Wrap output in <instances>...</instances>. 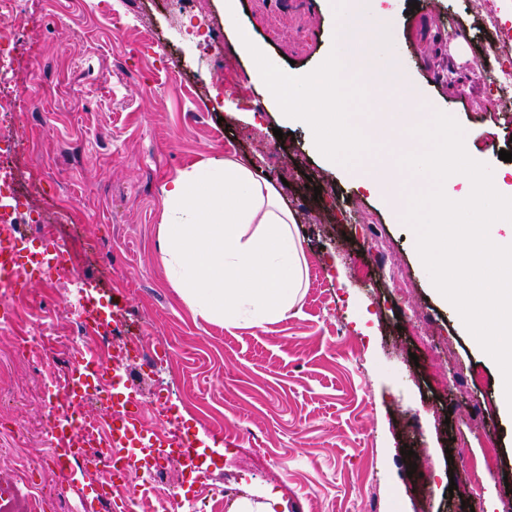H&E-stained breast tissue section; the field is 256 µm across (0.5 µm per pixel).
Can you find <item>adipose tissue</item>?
<instances>
[{
  "label": "adipose tissue",
  "instance_id": "1",
  "mask_svg": "<svg viewBox=\"0 0 512 512\" xmlns=\"http://www.w3.org/2000/svg\"><path fill=\"white\" fill-rule=\"evenodd\" d=\"M158 228L173 288L205 320L262 326L287 318L304 265L294 219L257 171L224 160L179 173Z\"/></svg>",
  "mask_w": 512,
  "mask_h": 512
}]
</instances>
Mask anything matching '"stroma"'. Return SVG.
<instances>
[{
  "label": "stroma",
  "instance_id": "35a3bbf8",
  "mask_svg": "<svg viewBox=\"0 0 512 512\" xmlns=\"http://www.w3.org/2000/svg\"><path fill=\"white\" fill-rule=\"evenodd\" d=\"M428 1L414 12L409 0H391L401 57L433 109L463 128L472 158L505 170L499 152H512V115L478 67L497 65L492 48L512 20L494 0H432L433 13ZM223 3L28 0L34 56L19 86L0 87L12 96L53 91L0 117V136L31 146L18 168L32 162L46 174L34 198L42 223L20 225L31 250H42L48 232L71 240L73 277L104 311L111 344L163 351L154 361L126 360L121 389L138 398L147 428L159 429L155 406L163 404L195 445L194 472L168 469L163 483L198 512H228L234 499L271 487L281 494L278 512H512V419L499 408L498 365L432 298L412 229L249 87L254 63L236 52ZM236 13L290 75L311 72L336 45L334 0H236ZM210 28L221 35L212 68L236 83L250 110H237L196 68ZM454 34L469 49L457 65L448 51ZM227 158L276 185L300 234L303 295L286 319L262 327L196 317L158 247L165 187L181 171ZM64 201L79 209L77 222L61 216ZM375 242L402 275L420 328L399 316ZM359 261L366 275L356 272ZM69 297L63 287L32 285L16 304L13 335H0V486L21 512H80L104 481L92 470L72 485L12 480L45 451L46 381L78 356L61 343L51 361L22 362L13 337L65 326ZM491 429L498 467L470 485L465 474ZM17 433L22 443L13 442Z\"/></svg>",
  "mask_w": 512,
  "mask_h": 512
}]
</instances>
